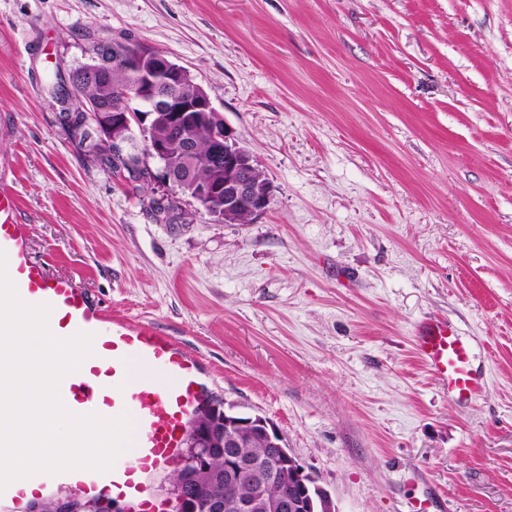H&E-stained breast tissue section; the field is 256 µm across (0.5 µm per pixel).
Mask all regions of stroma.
I'll return each instance as SVG.
<instances>
[{
  "mask_svg": "<svg viewBox=\"0 0 512 512\" xmlns=\"http://www.w3.org/2000/svg\"><path fill=\"white\" fill-rule=\"evenodd\" d=\"M116 42L208 92L274 187L261 219L72 137L55 90ZM0 175L50 274L170 329L337 512H512V0H0ZM427 319L471 342L466 404ZM416 351L448 396L466 404L481 388L471 363V346L448 321H431L416 329Z\"/></svg>",
  "mask_w": 512,
  "mask_h": 512,
  "instance_id": "35a3bbf8",
  "label": "stroma"
}]
</instances>
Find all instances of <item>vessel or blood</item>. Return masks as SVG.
<instances>
[{
  "label": "vessel or blood",
  "instance_id": "b4317fda",
  "mask_svg": "<svg viewBox=\"0 0 512 512\" xmlns=\"http://www.w3.org/2000/svg\"><path fill=\"white\" fill-rule=\"evenodd\" d=\"M18 210L16 190L0 184V250L7 255V272L19 296L52 306L56 336L79 331L94 336V354L85 371L68 375L60 385L64 404L77 414L128 413L133 428L129 446L109 472L78 470L15 481L0 493V512H27L30 496L55 484L70 486L88 499L115 496L127 512H174V503L155 496L153 477L179 461L188 426L203 400L198 358L152 322L93 300L75 278L50 275L32 253L29 227L18 223ZM415 347L450 398L464 404L478 392L481 380L472 367L471 346L448 322L421 324ZM135 364L151 368V375L131 382Z\"/></svg>",
  "mask_w": 512,
  "mask_h": 512
}]
</instances>
